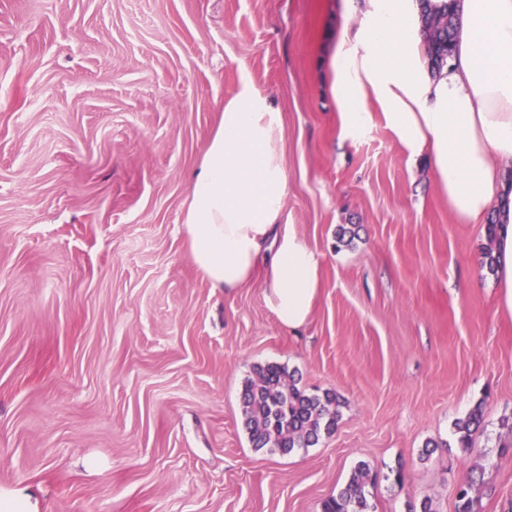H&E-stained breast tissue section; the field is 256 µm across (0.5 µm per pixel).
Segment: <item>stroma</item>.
Returning a JSON list of instances; mask_svg holds the SVG:
<instances>
[{"label":"stroma","mask_w":512,"mask_h":512,"mask_svg":"<svg viewBox=\"0 0 512 512\" xmlns=\"http://www.w3.org/2000/svg\"><path fill=\"white\" fill-rule=\"evenodd\" d=\"M360 20L344 0H0V505L322 512L366 462L373 512H456L466 481L474 512H512L486 229L456 222L376 102L341 140L327 55ZM246 79L282 115L284 221L324 256L293 332L259 282L214 291L182 228ZM267 364L340 398L316 445L253 448L240 397ZM479 403L467 451L454 423Z\"/></svg>","instance_id":"obj_1"}]
</instances>
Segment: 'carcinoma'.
Wrapping results in <instances>:
<instances>
[{"label": "carcinoma", "instance_id": "carcinoma-1", "mask_svg": "<svg viewBox=\"0 0 512 512\" xmlns=\"http://www.w3.org/2000/svg\"><path fill=\"white\" fill-rule=\"evenodd\" d=\"M421 21L426 34L425 54L431 75H440L451 56L454 42V13L448 2L427 4ZM497 224L487 225L489 245L484 266L492 271L496 257L493 243ZM341 401L333 393L319 397L299 389L294 375L279 365L258 366L241 393L244 425L255 448L288 454L296 448L315 445L324 433H331L340 416ZM483 423L482 406L472 409L455 423L458 444L468 449L471 436ZM373 484L370 465L362 462L351 473L346 486L324 504L323 512H371L368 487Z\"/></svg>", "mask_w": 512, "mask_h": 512}]
</instances>
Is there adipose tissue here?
Wrapping results in <instances>:
<instances>
[{"label": "adipose tissue", "mask_w": 512, "mask_h": 512, "mask_svg": "<svg viewBox=\"0 0 512 512\" xmlns=\"http://www.w3.org/2000/svg\"><path fill=\"white\" fill-rule=\"evenodd\" d=\"M356 32L341 30L329 69L342 138L358 137L381 105L409 155L425 156L458 223L494 218L499 313L512 317V0H457L454 50L440 76L424 54L418 0H362ZM284 127L249 82L224 107L196 171L184 232L211 288L261 275L265 302L294 331L323 288L324 257L284 227Z\"/></svg>", "instance_id": "adipose-tissue-1"}]
</instances>
